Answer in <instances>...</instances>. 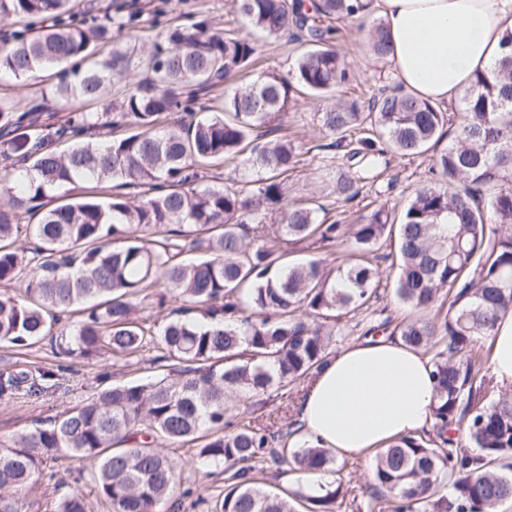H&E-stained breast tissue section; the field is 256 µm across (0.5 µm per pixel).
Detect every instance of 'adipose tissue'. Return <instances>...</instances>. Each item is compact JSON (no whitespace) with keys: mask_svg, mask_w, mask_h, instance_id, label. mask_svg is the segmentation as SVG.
<instances>
[{"mask_svg":"<svg viewBox=\"0 0 512 512\" xmlns=\"http://www.w3.org/2000/svg\"><path fill=\"white\" fill-rule=\"evenodd\" d=\"M404 86L431 102L451 104L475 74L488 69L512 0H377ZM492 372L512 384V312L491 336ZM432 367L427 357L390 338L347 346L317 372L298 407L310 440L337 458L365 456L396 437L431 425Z\"/></svg>","mask_w":512,"mask_h":512,"instance_id":"obj_1","label":"adipose tissue"}]
</instances>
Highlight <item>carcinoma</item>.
Segmentation results:
<instances>
[{"label":"carcinoma","instance_id":"obj_1","mask_svg":"<svg viewBox=\"0 0 512 512\" xmlns=\"http://www.w3.org/2000/svg\"><path fill=\"white\" fill-rule=\"evenodd\" d=\"M77 0H0V19L15 29L0 45V76L28 81L56 67L57 82L23 112L0 98V160L25 174L0 183V344L31 346L51 337L56 354L93 357L103 350L153 358L167 375L109 387L45 426L0 448V512H22L48 464L62 456L90 463L95 487L112 512H159L172 499L182 465L160 442L201 443L195 461L222 469L224 489L210 512H299L286 491L266 488L259 462L303 475H333L304 497L307 512H336L341 469L327 448L288 446L284 430L239 422L224 432L229 400L288 394L326 361L344 314L379 297L380 271L369 254L396 269L392 292L419 311L448 292L442 317L366 330L398 336L411 348L436 350L432 417L436 439L404 435L375 456L367 512H498L512 501V396L486 398L488 360L474 352L512 309V31L490 68L461 97L462 120L433 158L439 179L416 190L397 219L381 205L358 224L330 220L331 209L288 202L286 180L299 168L291 141L274 122L296 89L322 102L314 113L322 139L313 146L335 171L334 192L359 197L365 174L390 157L428 152L448 133V113L399 85L368 101L328 102L351 80L333 46V23L360 18L372 0H236L251 29L202 18L171 25L142 47L150 77L131 75L119 41L137 38L140 13L115 8L105 20L78 18ZM299 45L289 78L259 75L202 103L211 90L255 66L256 37ZM373 54L391 56L384 20L369 33ZM115 91L119 115L91 122L77 113L56 126L43 103L63 107L103 100ZM184 112L167 126L162 116ZM126 122L135 132L97 140L93 132ZM69 141L58 152L53 145ZM342 155L358 172L336 168ZM255 180L221 182L224 164ZM82 182H111L100 200L70 192ZM131 186L136 194L122 192ZM31 245H17L21 233ZM314 240L348 244L334 267L322 258L285 264L288 246ZM25 286L17 292L10 287ZM152 296L157 312L176 300L203 320L175 318L162 328L135 317ZM65 314L73 327L54 331ZM32 394L30 371L0 373V401ZM466 435L479 453L459 446Z\"/></svg>","mask_w":512,"mask_h":512}]
</instances>
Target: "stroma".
<instances>
[{"mask_svg":"<svg viewBox=\"0 0 512 512\" xmlns=\"http://www.w3.org/2000/svg\"><path fill=\"white\" fill-rule=\"evenodd\" d=\"M380 18L379 11H371L364 19L337 23L335 46L345 55L353 72L352 81L339 94L349 100L366 101L379 87L398 84L399 77L392 61L376 60L369 52L366 35ZM315 102L298 97L282 115V133L292 140L297 151L303 153L305 163L293 172L287 181L288 199L292 202L319 201L330 205L334 219L346 224L357 223L360 216L369 214L381 204L402 209L415 189L429 183L431 155L415 158H397L388 168L373 172L365 182L360 196L351 202L337 199L331 182L325 178L318 158L310 149L320 137L311 116L316 112ZM383 291L373 313H352L340 319L331 348L333 351L363 340L365 331L375 321L391 318L393 323L419 318L420 313L400 304L389 289V281H382ZM152 352L128 357L104 352L86 359L56 358L48 342H40L25 349L0 345V372L25 363L31 370L50 369L55 376L44 384L41 393L18 395L0 402V445L11 444L16 438L40 423H49L66 410L85 402L99 390L128 382L142 381L158 373L152 362ZM291 399L271 393L254 399L236 401L235 418L256 419L264 426L284 427L294 418ZM164 453L183 462L180 490L191 497L210 496L219 477L208 475L206 469L192 464L194 445L190 442L162 445ZM373 457L348 459L342 472L347 493L338 512H364V505L372 493ZM66 494L80 495L86 512H111L105 500L97 494L90 480L88 463L64 458L53 468L44 470L36 487L26 498L28 512H53L58 499Z\"/></svg>","mask_w":512,"mask_h":512,"instance_id":"1","label":"stroma"}]
</instances>
